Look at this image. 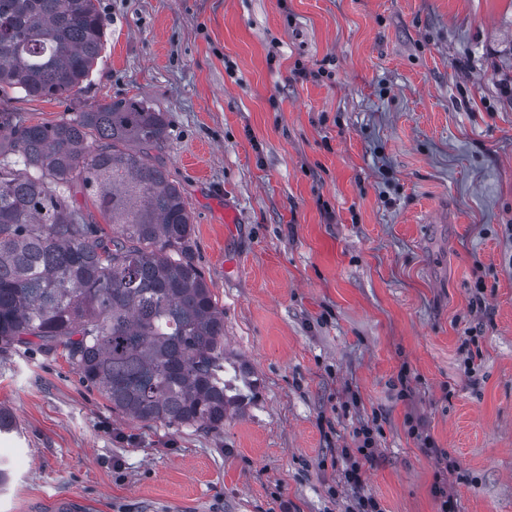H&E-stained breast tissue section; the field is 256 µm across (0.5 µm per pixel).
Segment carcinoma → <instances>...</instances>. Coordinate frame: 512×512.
<instances>
[{"mask_svg": "<svg viewBox=\"0 0 512 512\" xmlns=\"http://www.w3.org/2000/svg\"><path fill=\"white\" fill-rule=\"evenodd\" d=\"M98 3L0 0V93L80 90L106 38ZM167 128L136 99L54 123L0 111V344L61 345L113 410L219 432L241 400L187 202L148 160Z\"/></svg>", "mask_w": 512, "mask_h": 512, "instance_id": "carcinoma-1", "label": "carcinoma"}]
</instances>
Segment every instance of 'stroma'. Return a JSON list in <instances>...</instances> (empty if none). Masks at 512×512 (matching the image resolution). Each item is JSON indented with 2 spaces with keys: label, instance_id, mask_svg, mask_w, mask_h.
Masks as SVG:
<instances>
[{
  "label": "stroma",
  "instance_id": "35a3bbf8",
  "mask_svg": "<svg viewBox=\"0 0 512 512\" xmlns=\"http://www.w3.org/2000/svg\"><path fill=\"white\" fill-rule=\"evenodd\" d=\"M104 50L53 123L120 98L165 113L224 345L256 388L218 433L144 424L64 349H0V512H439L423 420L459 512H512V0H100ZM238 220L226 230L225 210ZM473 372H466V360ZM412 399L398 398L400 369ZM359 394L351 404L350 391ZM355 448H342L341 457L345 467L342 468L341 482L353 491L352 505L349 512H382L378 500L363 490V462H371L376 457L378 448L375 429L368 424L357 428L352 437ZM410 430L412 434L416 435L419 449L422 453L434 458L440 468L439 479L433 487V495L440 501V512H458L456 499L448 495V477H455L456 481L462 478L456 463L448 459V455L437 448L434 441L428 435L423 436L422 433L419 434L413 425L410 426Z\"/></svg>",
  "mask_w": 512,
  "mask_h": 512
}]
</instances>
